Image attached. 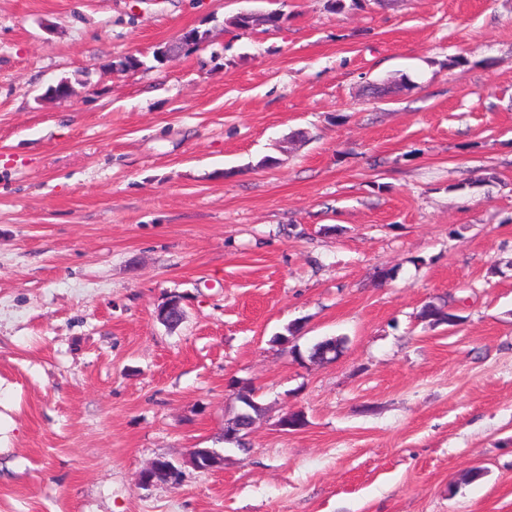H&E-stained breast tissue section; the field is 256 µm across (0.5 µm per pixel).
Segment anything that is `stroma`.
<instances>
[{
	"instance_id": "stroma-1",
	"label": "stroma",
	"mask_w": 512,
	"mask_h": 512,
	"mask_svg": "<svg viewBox=\"0 0 512 512\" xmlns=\"http://www.w3.org/2000/svg\"><path fill=\"white\" fill-rule=\"evenodd\" d=\"M0 512H512V0H0ZM345 344L343 337H326L317 342L308 354L310 361L335 359ZM236 399L240 406L231 417L224 422L225 430H232L237 433L236 440L231 444L238 448H245L244 439L255 424L256 420L262 417L266 408L258 400L255 390L248 384H242L236 392ZM186 463L200 472L221 469L224 467V454L214 448H197ZM181 477L182 471L172 461L159 458L140 472L138 482L145 487L158 483L177 485Z\"/></svg>"
}]
</instances>
